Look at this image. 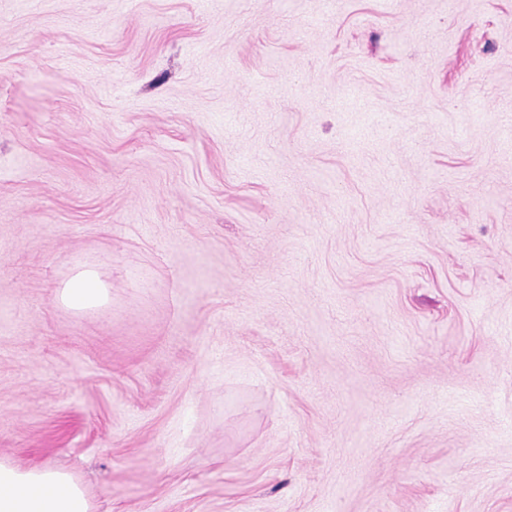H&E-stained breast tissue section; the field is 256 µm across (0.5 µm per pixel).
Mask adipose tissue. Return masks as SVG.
<instances>
[{"instance_id": "1", "label": "adipose tissue", "mask_w": 512, "mask_h": 512, "mask_svg": "<svg viewBox=\"0 0 512 512\" xmlns=\"http://www.w3.org/2000/svg\"><path fill=\"white\" fill-rule=\"evenodd\" d=\"M105 297L104 284L87 269L77 271L61 291L62 302L77 310L101 305ZM0 512H93V505L61 470L0 459Z\"/></svg>"}]
</instances>
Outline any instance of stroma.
Masks as SVG:
<instances>
[{
	"label": "stroma",
	"instance_id": "1",
	"mask_svg": "<svg viewBox=\"0 0 512 512\" xmlns=\"http://www.w3.org/2000/svg\"><path fill=\"white\" fill-rule=\"evenodd\" d=\"M0 458L512 512V0H0ZM106 297L104 284L92 270L77 271L61 291V300L81 310L101 305Z\"/></svg>",
	"mask_w": 512,
	"mask_h": 512
}]
</instances>
